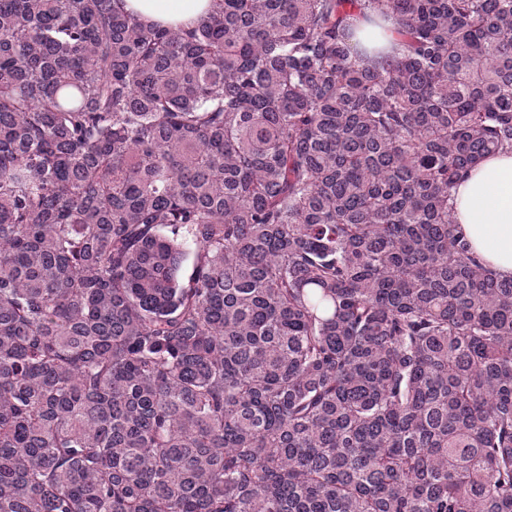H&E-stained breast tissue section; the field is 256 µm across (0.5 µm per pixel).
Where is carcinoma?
Segmentation results:
<instances>
[{
  "label": "carcinoma",
  "mask_w": 512,
  "mask_h": 512,
  "mask_svg": "<svg viewBox=\"0 0 512 512\" xmlns=\"http://www.w3.org/2000/svg\"><path fill=\"white\" fill-rule=\"evenodd\" d=\"M211 2L0 0V512H512V0ZM124 7L146 22L179 26L196 23L206 15L210 0H123ZM453 217L472 250L500 279H512V151L487 155L451 190Z\"/></svg>",
  "instance_id": "cac0c4a2"
}]
</instances>
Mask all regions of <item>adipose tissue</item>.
I'll return each instance as SVG.
<instances>
[{"mask_svg":"<svg viewBox=\"0 0 512 512\" xmlns=\"http://www.w3.org/2000/svg\"><path fill=\"white\" fill-rule=\"evenodd\" d=\"M146 22H198L210 0H123ZM453 217L475 254L499 278L512 279V151L484 157L451 190Z\"/></svg>","mask_w":512,"mask_h":512,"instance_id":"ef3b65f1","label":"adipose tissue"}]
</instances>
